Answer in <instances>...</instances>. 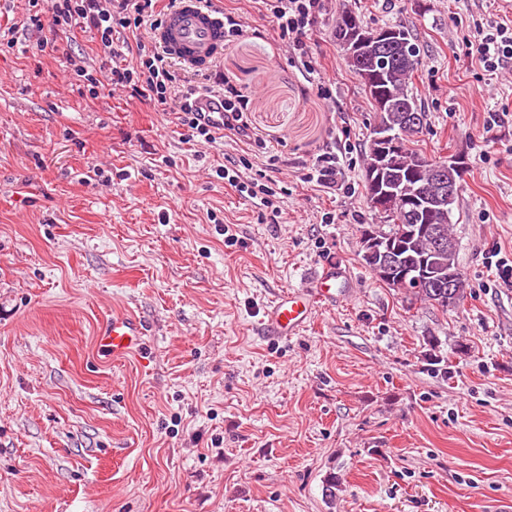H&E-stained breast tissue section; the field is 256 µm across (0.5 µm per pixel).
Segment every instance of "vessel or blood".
Instances as JSON below:
<instances>
[{"mask_svg":"<svg viewBox=\"0 0 512 512\" xmlns=\"http://www.w3.org/2000/svg\"><path fill=\"white\" fill-rule=\"evenodd\" d=\"M152 38L184 69L210 68L224 45V16L203 0H177L153 30ZM344 274L326 266L309 287L282 292L264 312L262 332L272 338L298 335L312 320L317 303L335 304L345 297ZM146 330L135 316L115 312L106 317L96 332L99 352L123 360L142 352Z\"/></svg>","mask_w":512,"mask_h":512,"instance_id":"vessel-or-blood-1","label":"vessel or blood"}]
</instances>
